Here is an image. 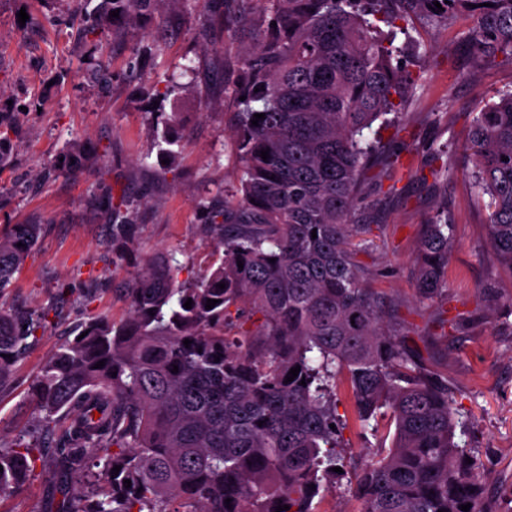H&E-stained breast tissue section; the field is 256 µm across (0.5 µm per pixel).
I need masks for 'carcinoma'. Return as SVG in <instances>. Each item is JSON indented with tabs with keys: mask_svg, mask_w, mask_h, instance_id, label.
Listing matches in <instances>:
<instances>
[{
	"mask_svg": "<svg viewBox=\"0 0 512 512\" xmlns=\"http://www.w3.org/2000/svg\"><path fill=\"white\" fill-rule=\"evenodd\" d=\"M243 2L265 20L237 67L244 177L212 208L223 256L188 287L176 283L169 260L149 261L125 289L127 320L92 315L79 326L86 336L43 362L31 396L46 435L65 428L68 448L1 447L0 497L51 458L49 512H319L315 498L336 477V384L344 378L363 426L382 409L395 425L386 454L362 465L347 488L362 512H462L467 503L469 512H493L478 459L456 441L448 379L388 334L356 261V238L368 233L352 222L358 188L391 158L381 136L365 142L364 131L379 121L398 137L403 127L388 115L419 80L396 60L395 23L405 16L390 0ZM403 2L445 21L475 16L463 44L485 66L512 62V0ZM154 3L103 0L99 17L112 26ZM13 133L0 117V169ZM465 150L489 246L512 271V89L470 115ZM92 162L75 152L63 167L76 173ZM448 229L439 215L422 225L426 300L445 285ZM41 234L40 224H15L0 237V288ZM134 235L131 224L112 225V250ZM209 299L217 304L208 310ZM42 327L29 313L0 309V383ZM91 457L101 482L91 480Z\"/></svg>",
	"mask_w": 512,
	"mask_h": 512,
	"instance_id": "1",
	"label": "carcinoma"
}]
</instances>
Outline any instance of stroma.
Wrapping results in <instances>:
<instances>
[{
  "label": "stroma",
  "instance_id": "stroma-1",
  "mask_svg": "<svg viewBox=\"0 0 512 512\" xmlns=\"http://www.w3.org/2000/svg\"><path fill=\"white\" fill-rule=\"evenodd\" d=\"M94 0H0V107L16 126L11 164L0 171V235L34 221L42 236L0 290V307L44 318L30 351L0 384V445H38L42 417L30 386L44 360L88 316L128 318L124 290L147 259L170 258L177 283L208 271L213 240L209 208L234 194L242 169L230 118L237 62L253 44L262 15L239 0H165L147 24H126L87 41L69 18ZM26 22H19V11ZM474 21L407 15L395 45L419 75L398 121L382 133L399 160L370 170L360 186L357 224L377 226L375 245L357 260L385 321L435 372L447 375L466 441L485 475L495 512H512V272L485 245L486 215L475 201L463 143L470 112L512 88V64L482 69L461 53ZM157 46L140 67L143 46ZM107 63L109 84L87 79ZM176 140L175 165L161 162L163 137ZM97 163L71 175L57 168L73 146ZM448 148V173L436 176L430 146ZM134 225L124 253L112 252V214ZM453 226L454 247L441 296L417 286L419 231L434 216ZM344 425L340 474L325 488L321 512H361L346 485L353 466L390 447L394 428L380 417L378 434L356 418L346 382L336 388ZM51 467L36 465L0 512H45Z\"/></svg>",
  "mask_w": 512,
  "mask_h": 512
}]
</instances>
